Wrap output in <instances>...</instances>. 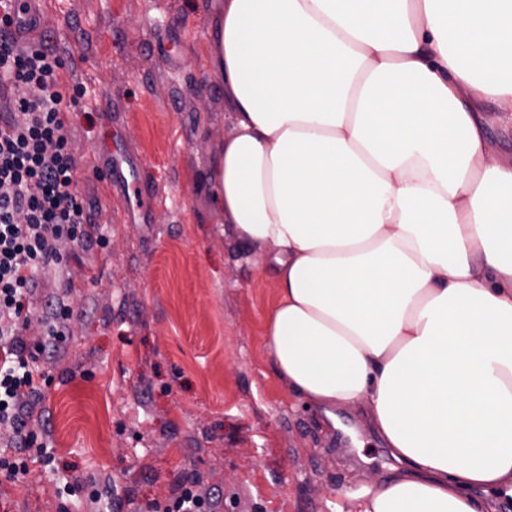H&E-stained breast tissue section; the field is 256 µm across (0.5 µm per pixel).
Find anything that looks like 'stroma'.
I'll list each match as a JSON object with an SVG mask.
<instances>
[{
	"mask_svg": "<svg viewBox=\"0 0 512 512\" xmlns=\"http://www.w3.org/2000/svg\"><path fill=\"white\" fill-rule=\"evenodd\" d=\"M40 33L103 108L72 110L78 189L108 248L60 249L32 301L66 292L64 351L36 407L52 468L0 485V512H59L56 476L113 488L148 512L179 477L220 495L218 512H349L352 495L402 465L362 412L291 395L264 344L276 298L225 232L210 194L229 131L203 66L213 40L199 0H38ZM112 141L142 171V203L94 170Z\"/></svg>",
	"mask_w": 512,
	"mask_h": 512,
	"instance_id": "1",
	"label": "stroma"
}]
</instances>
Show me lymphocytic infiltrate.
<instances>
[{
	"instance_id": "f902f5d3",
	"label": "lymphocytic infiltrate",
	"mask_w": 512,
	"mask_h": 512,
	"mask_svg": "<svg viewBox=\"0 0 512 512\" xmlns=\"http://www.w3.org/2000/svg\"><path fill=\"white\" fill-rule=\"evenodd\" d=\"M28 0H0V428L11 451L0 453V483L18 485L32 464L50 465L46 428H35L34 408L48 385V366L62 355L73 311L64 296L48 298L41 316L31 300L38 274L66 266L59 246L105 248L108 237L88 220L77 190L78 168L65 132L62 103L83 105L86 86L67 81L64 59L41 38L19 42ZM42 337L25 338L32 318ZM214 495L190 476L151 512H213Z\"/></svg>"
}]
</instances>
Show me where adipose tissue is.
I'll use <instances>...</instances> for the list:
<instances>
[{
	"instance_id": "1",
	"label": "adipose tissue",
	"mask_w": 512,
	"mask_h": 512,
	"mask_svg": "<svg viewBox=\"0 0 512 512\" xmlns=\"http://www.w3.org/2000/svg\"><path fill=\"white\" fill-rule=\"evenodd\" d=\"M221 220L294 396L364 407L405 471L352 512L512 497V0H209Z\"/></svg>"
}]
</instances>
